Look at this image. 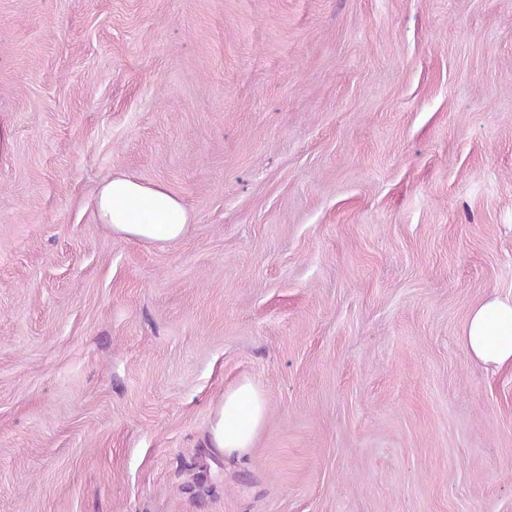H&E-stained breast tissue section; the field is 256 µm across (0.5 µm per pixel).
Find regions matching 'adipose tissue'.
Masks as SVG:
<instances>
[{"mask_svg":"<svg viewBox=\"0 0 512 512\" xmlns=\"http://www.w3.org/2000/svg\"><path fill=\"white\" fill-rule=\"evenodd\" d=\"M95 216L128 241H174L186 234L191 222L183 203L167 187L126 174L100 186ZM463 339L482 363L512 365V300L496 297L473 307ZM265 420L263 394L251 381H241L225 391L208 430L207 445L222 457L244 459Z\"/></svg>","mask_w":512,"mask_h":512,"instance_id":"1","label":"adipose tissue"}]
</instances>
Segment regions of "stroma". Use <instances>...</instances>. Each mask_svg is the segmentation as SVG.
<instances>
[{
    "mask_svg": "<svg viewBox=\"0 0 512 512\" xmlns=\"http://www.w3.org/2000/svg\"><path fill=\"white\" fill-rule=\"evenodd\" d=\"M0 117V512H512V0H0ZM95 216L127 241H174L186 234L191 222L183 203L167 187L126 174L100 186ZM492 336L501 337L495 340ZM463 339L482 363L512 365V300L495 297L473 307ZM265 420L263 394L250 380H243L224 392L207 433V446L224 458L244 459L251 453Z\"/></svg>",
    "mask_w": 512,
    "mask_h": 512,
    "instance_id": "1",
    "label": "stroma"
}]
</instances>
